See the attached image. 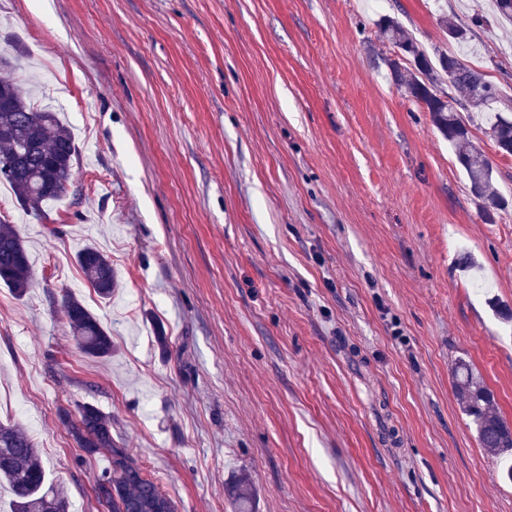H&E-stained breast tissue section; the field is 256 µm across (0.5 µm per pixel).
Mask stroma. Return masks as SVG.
<instances>
[{
	"instance_id": "1",
	"label": "stroma",
	"mask_w": 512,
	"mask_h": 512,
	"mask_svg": "<svg viewBox=\"0 0 512 512\" xmlns=\"http://www.w3.org/2000/svg\"><path fill=\"white\" fill-rule=\"evenodd\" d=\"M385 16L512 97L489 0H0V57L21 90L41 72L77 147L44 216L0 210L33 272L24 297L0 284V387L25 407L0 423L71 512H96L107 465L59 420L83 404L178 512H512V460L479 447L451 377L469 361L512 424V156L468 122L508 201L485 222L390 79ZM69 293L108 360L70 335ZM77 261L86 280L103 298L112 296L116 288V275L108 256L93 247L78 252ZM63 309L80 348L88 355L106 360L112 356V336L76 298L66 296Z\"/></svg>"
}]
</instances>
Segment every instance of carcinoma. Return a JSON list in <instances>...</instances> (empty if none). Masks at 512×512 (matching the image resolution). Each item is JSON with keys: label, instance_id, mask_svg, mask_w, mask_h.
Segmentation results:
<instances>
[{"label": "carcinoma", "instance_id": "cac0c4a2", "mask_svg": "<svg viewBox=\"0 0 512 512\" xmlns=\"http://www.w3.org/2000/svg\"><path fill=\"white\" fill-rule=\"evenodd\" d=\"M379 26L382 38L393 48V56L386 62L396 85L430 112L436 128L455 149L470 192L480 200L483 216L492 219L505 201L494 191L493 167L469 134L458 108L488 112L492 104L502 103L498 89L456 56L437 47L428 55L397 19L384 17ZM440 26L449 38L467 41L466 28L444 16ZM0 70V181L10 185L25 210L39 215L44 204L67 193L76 158L74 139L53 109L20 90L1 60ZM451 70L458 72L452 83L454 96L439 90ZM511 110L508 105L506 111L493 113L487 128L503 155H512ZM77 261L91 287L101 297H111L116 275L108 256L86 247L78 252ZM31 282L32 268L22 238L11 224L0 221V283L22 296ZM63 309L80 348L93 357L110 358L112 336L99 320L72 296L65 297ZM452 375L460 410L469 419L479 446L511 455L512 427L495 411L480 377L464 361L453 368ZM59 416L85 456L102 455L109 461L93 488L101 512H176L161 486L116 443L108 415L84 404L75 415L62 409ZM0 481L13 490V512H69L68 499L49 482L35 445L19 425L0 423Z\"/></svg>", "mask_w": 512, "mask_h": 512}]
</instances>
